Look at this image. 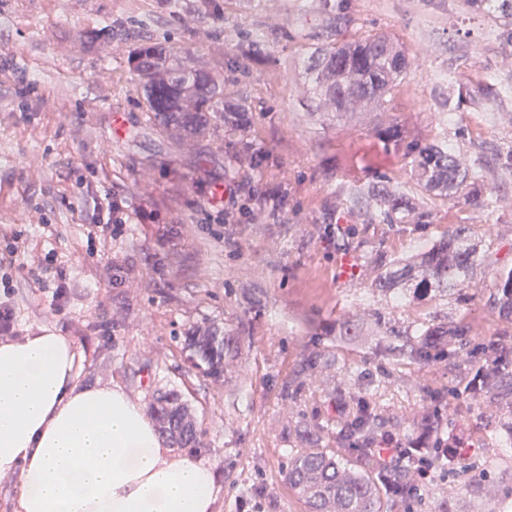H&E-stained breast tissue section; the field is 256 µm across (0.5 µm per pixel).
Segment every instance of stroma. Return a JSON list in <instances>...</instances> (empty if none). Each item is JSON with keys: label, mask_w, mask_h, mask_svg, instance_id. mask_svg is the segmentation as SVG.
I'll return each instance as SVG.
<instances>
[{"label": "stroma", "mask_w": 512, "mask_h": 512, "mask_svg": "<svg viewBox=\"0 0 512 512\" xmlns=\"http://www.w3.org/2000/svg\"><path fill=\"white\" fill-rule=\"evenodd\" d=\"M336 2L340 41L383 33L409 59L392 96L369 112L304 105L303 61L321 20L303 0H0V249L22 233L33 256L54 249L66 276L58 299L55 271L42 288L14 278L16 331L68 336L82 383L120 387L145 407L179 394L202 435L170 455L212 468L214 512H305L288 459L306 447L304 430L334 440L336 387L350 372L378 381L389 425L422 413L424 387L447 389L439 410L465 446L424 494L449 497L451 512H504L512 453L495 432L512 416V390L470 397L456 368L466 354L453 342L400 385L374 339L453 321L485 356L512 346V319L492 304L497 269L512 267V12L479 0ZM255 32L273 38L250 46ZM145 43L223 74L268 165L236 158V137L221 127L188 145L145 129L131 61ZM489 81L496 93L484 92ZM392 125L401 146L375 135ZM136 128L141 136L129 138ZM433 142L463 161L482 158V198L425 192L406 147ZM379 182L406 196L413 223L352 206L353 193ZM215 184L228 189L220 215L204 205ZM103 190L129 220L92 243V199ZM460 226L477 248L466 288L401 306L372 290L365 255L404 260ZM341 258L353 268L345 278ZM348 322L356 341L340 337ZM209 326L232 345L218 377L185 344Z\"/></svg>", "instance_id": "1"}]
</instances>
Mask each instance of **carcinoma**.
Instances as JSON below:
<instances>
[{
	"instance_id": "cac0c4a2",
	"label": "carcinoma",
	"mask_w": 512,
	"mask_h": 512,
	"mask_svg": "<svg viewBox=\"0 0 512 512\" xmlns=\"http://www.w3.org/2000/svg\"><path fill=\"white\" fill-rule=\"evenodd\" d=\"M315 6L323 18L321 42L304 61V99L318 110L329 108L334 112H351L361 102L382 105L407 69L404 52L384 34L339 43L337 25L341 16L336 12V0H315ZM133 69L143 81L147 124L157 125L189 144L208 129L212 120L222 119L224 126L240 136L237 156L248 159L255 169L263 166L267 155L255 152L245 139L248 107L243 102L227 101L224 81L208 67H186L177 53L167 55L157 46L144 45L137 49ZM407 154L414 156L425 191L448 197L468 185L469 196L481 193L480 185L467 182L469 168L448 151V144L410 145ZM368 197L377 205L371 219L386 224L411 221V207L403 197L375 186ZM475 254L467 229L458 227L408 263L386 264L372 257L371 263L379 270L372 287L402 299L420 294L446 296L470 278ZM494 286L495 307L512 316V268L498 271ZM393 335L402 343L394 345L383 336L376 337L378 354L409 366L424 367L439 358L445 337L459 341L466 350L471 344L467 327L460 323L445 329L423 325L412 332L397 330ZM186 341L191 356L207 374L224 371L228 338L206 329L195 331ZM495 360L492 366L466 362V392L471 397H481L512 381V348L499 350ZM350 401L352 408L336 421V445L302 448L288 462V483L303 499L306 512H392L395 502L422 499L416 495L415 480L422 462L417 460L401 470L379 459L376 444L391 431L380 417L375 387L366 386ZM152 410L161 434L173 445L194 447L197 423L177 395L158 397ZM414 428L423 436L428 456H435L434 445L444 434L443 417L428 410L414 422Z\"/></svg>"
}]
</instances>
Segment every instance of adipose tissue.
I'll return each instance as SVG.
<instances>
[{
    "label": "adipose tissue",
    "mask_w": 512,
    "mask_h": 512,
    "mask_svg": "<svg viewBox=\"0 0 512 512\" xmlns=\"http://www.w3.org/2000/svg\"><path fill=\"white\" fill-rule=\"evenodd\" d=\"M68 337L0 340V477L20 474L15 512H213L211 467L172 459L141 403L77 380Z\"/></svg>",
    "instance_id": "1"
}]
</instances>
